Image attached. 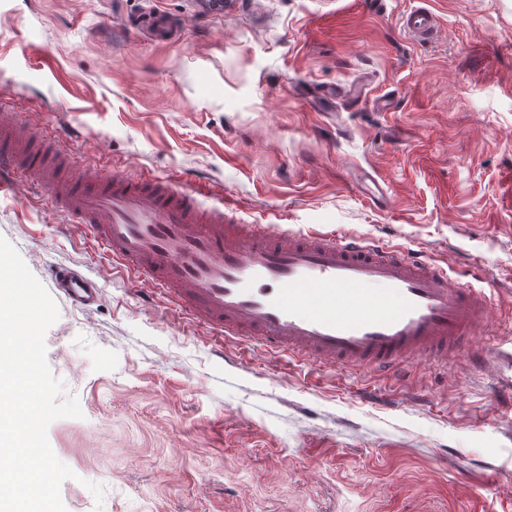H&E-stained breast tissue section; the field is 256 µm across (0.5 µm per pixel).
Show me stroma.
<instances>
[{
  "instance_id": "stroma-1",
  "label": "stroma",
  "mask_w": 512,
  "mask_h": 512,
  "mask_svg": "<svg viewBox=\"0 0 512 512\" xmlns=\"http://www.w3.org/2000/svg\"><path fill=\"white\" fill-rule=\"evenodd\" d=\"M0 0V104L88 169L203 178L248 223L380 239L477 269L512 347V0ZM161 12L160 42L112 27ZM362 170L386 203L353 187ZM0 237L50 291L46 361L82 418L48 429L67 512H512V370L472 349L311 371L139 293L34 184L0 191ZM102 287L80 308L50 271ZM103 489L95 501L88 483ZM400 23L403 31L418 40H428L438 28L437 16L426 6H415L405 12Z\"/></svg>"
}]
</instances>
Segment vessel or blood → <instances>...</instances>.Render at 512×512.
I'll list each match as a JSON object with an SVG mask.
<instances>
[{
	"label": "vessel or blood",
	"mask_w": 512,
	"mask_h": 512,
	"mask_svg": "<svg viewBox=\"0 0 512 512\" xmlns=\"http://www.w3.org/2000/svg\"><path fill=\"white\" fill-rule=\"evenodd\" d=\"M400 23L418 40L438 28L425 6ZM58 142L0 109V172L36 182L133 283L150 285L220 337L253 338L314 366L391 370L481 334L488 301L478 274L453 276L379 240L241 223L232 203L203 182L135 178L113 166L67 173L36 156ZM56 282L75 306H92L101 295L77 271Z\"/></svg>",
	"instance_id": "1"
}]
</instances>
